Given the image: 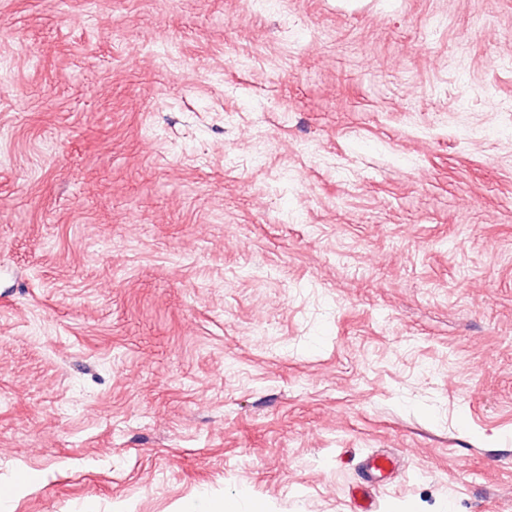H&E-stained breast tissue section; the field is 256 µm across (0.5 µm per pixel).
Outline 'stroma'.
<instances>
[{
	"label": "stroma",
	"mask_w": 512,
	"mask_h": 512,
	"mask_svg": "<svg viewBox=\"0 0 512 512\" xmlns=\"http://www.w3.org/2000/svg\"><path fill=\"white\" fill-rule=\"evenodd\" d=\"M507 102L512 0H0V512H512ZM390 464L391 460L389 458H367L363 465L365 485L373 489L386 483Z\"/></svg>",
	"instance_id": "1"
}]
</instances>
